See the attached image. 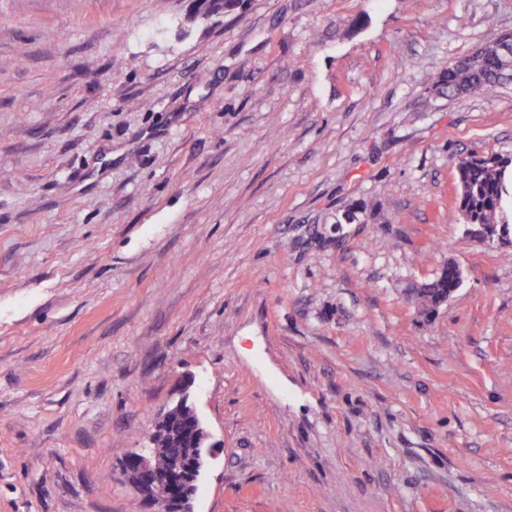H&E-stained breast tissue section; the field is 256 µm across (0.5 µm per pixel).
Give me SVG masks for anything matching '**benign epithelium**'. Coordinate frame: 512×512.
<instances>
[{"label":"benign epithelium","mask_w":512,"mask_h":512,"mask_svg":"<svg viewBox=\"0 0 512 512\" xmlns=\"http://www.w3.org/2000/svg\"><path fill=\"white\" fill-rule=\"evenodd\" d=\"M496 49L506 66L512 69V43L495 41L481 45L463 61L474 63L488 51ZM197 413L189 395H184L158 419L150 446L143 452H131L121 461V472L129 484L153 506L152 512H193L198 485L205 474L214 445L208 443L210 435L200 419L189 423L194 438L186 448H176L170 454L156 443L157 433L177 435V415L184 407Z\"/></svg>","instance_id":"obj_1"}]
</instances>
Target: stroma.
<instances>
[{
    "mask_svg": "<svg viewBox=\"0 0 512 512\" xmlns=\"http://www.w3.org/2000/svg\"><path fill=\"white\" fill-rule=\"evenodd\" d=\"M188 4L0 0V512H147L187 378L195 512H512V247L455 205L512 83L434 88L512 0ZM460 285L459 267L456 263L448 261L431 282L422 284L420 288H413L411 292L419 312L428 318L443 302L448 301ZM185 406L198 416L190 396L185 394L158 419L153 434L149 437L150 446L143 452H130L121 461V472L129 484L153 506L151 512H194L193 502L198 485L205 474L209 458L215 444H209L210 435L200 419L189 423L194 438L186 448H174L171 454L159 448L156 437L159 432L177 438L178 418L176 415ZM164 485L169 493L165 496L154 492L157 486Z\"/></svg>",
    "mask_w": 512,
    "mask_h": 512,
    "instance_id": "stroma-1",
    "label": "stroma"
}]
</instances>
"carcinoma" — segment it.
<instances>
[{
	"mask_svg": "<svg viewBox=\"0 0 512 512\" xmlns=\"http://www.w3.org/2000/svg\"><path fill=\"white\" fill-rule=\"evenodd\" d=\"M206 15L220 16L228 0H193ZM501 83L483 77L478 68L456 61L448 66L436 82L438 90L450 96L487 95ZM512 177V154H471L456 163L458 195L456 204L464 223L483 237L494 232L512 235V208H507V179ZM460 287L459 267L450 261L430 282L411 289L419 312L432 316Z\"/></svg>",
	"mask_w": 512,
	"mask_h": 512,
	"instance_id": "obj_1",
	"label": "carcinoma"
}]
</instances>
